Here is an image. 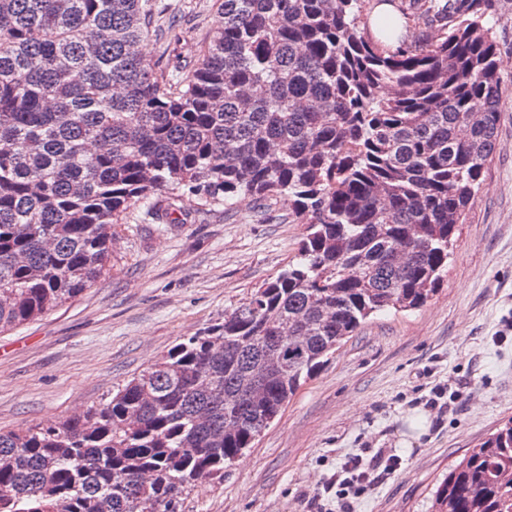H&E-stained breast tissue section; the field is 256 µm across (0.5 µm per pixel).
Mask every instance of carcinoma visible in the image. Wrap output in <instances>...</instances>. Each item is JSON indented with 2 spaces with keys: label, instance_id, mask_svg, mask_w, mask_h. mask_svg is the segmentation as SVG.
<instances>
[{
  "label": "carcinoma",
  "instance_id": "carcinoma-1",
  "mask_svg": "<svg viewBox=\"0 0 512 512\" xmlns=\"http://www.w3.org/2000/svg\"><path fill=\"white\" fill-rule=\"evenodd\" d=\"M222 0L187 74L141 47L148 0H0V331L109 267L112 225L287 195L295 260L112 397L0 431V512H179L372 316L422 307L495 148L501 77L484 0ZM445 16L431 43L407 41ZM303 355L244 382L279 343ZM435 512H512V419L448 469Z\"/></svg>",
  "mask_w": 512,
  "mask_h": 512
}]
</instances>
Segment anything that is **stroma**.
<instances>
[{"mask_svg":"<svg viewBox=\"0 0 512 512\" xmlns=\"http://www.w3.org/2000/svg\"><path fill=\"white\" fill-rule=\"evenodd\" d=\"M159 68L190 65L221 26V0H149ZM501 65L497 140L439 291L420 309L365 323L291 397L220 479L181 512H315L340 465L389 448L399 469L354 512H433L451 464L512 418V0H489ZM179 224L112 228L109 269L75 299L0 333V431L47 425L112 396L157 357L246 302L294 260L306 234L281 197L227 207L185 195ZM463 383L453 413L425 405Z\"/></svg>","mask_w":512,"mask_h":512,"instance_id":"obj_1","label":"stroma"}]
</instances>
